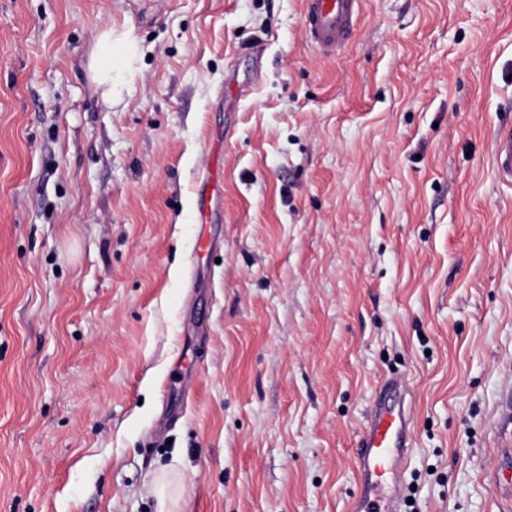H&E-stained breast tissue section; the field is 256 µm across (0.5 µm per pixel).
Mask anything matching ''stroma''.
<instances>
[{"instance_id": "stroma-1", "label": "stroma", "mask_w": 512, "mask_h": 512, "mask_svg": "<svg viewBox=\"0 0 512 512\" xmlns=\"http://www.w3.org/2000/svg\"><path fill=\"white\" fill-rule=\"evenodd\" d=\"M301 13L0 0V512H350L392 373L409 512H512V0H362L333 57ZM133 36L131 31L117 33L112 27L105 29L100 36L99 48L93 57V80L102 90V96L112 101L117 85L124 83L125 76L132 77L130 67L113 65L112 54L114 46L123 49L124 58L133 54ZM493 160L499 177L512 178V131L503 132L495 142ZM215 187V175L210 173L208 179L196 189L200 224H209L210 218L220 208L221 198Z\"/></svg>"}]
</instances>
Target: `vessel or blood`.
Wrapping results in <instances>:
<instances>
[{
	"label": "vessel or blood",
	"instance_id": "b4317fda",
	"mask_svg": "<svg viewBox=\"0 0 512 512\" xmlns=\"http://www.w3.org/2000/svg\"><path fill=\"white\" fill-rule=\"evenodd\" d=\"M361 0H302V25L307 43L319 54H336L351 40ZM493 160L499 177L512 178V131L502 133ZM201 223H208L221 204L215 177L197 190ZM405 388L403 377L391 375L376 387L366 423L355 445L357 494L353 512H400L402 469L412 447L409 416L391 401Z\"/></svg>",
	"mask_w": 512,
	"mask_h": 512
}]
</instances>
